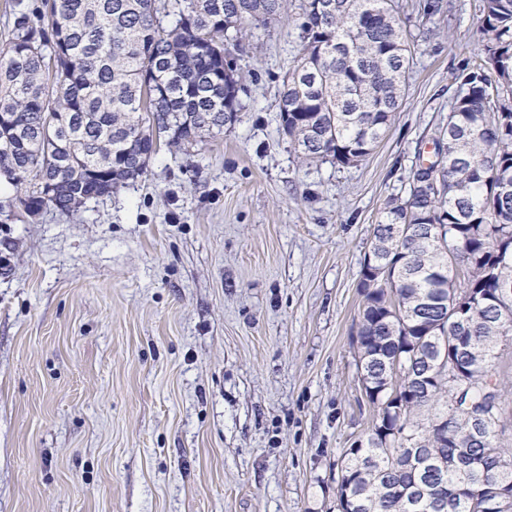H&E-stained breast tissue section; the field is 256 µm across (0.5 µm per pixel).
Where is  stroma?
<instances>
[{"instance_id": "obj_1", "label": "stroma", "mask_w": 512, "mask_h": 512, "mask_svg": "<svg viewBox=\"0 0 512 512\" xmlns=\"http://www.w3.org/2000/svg\"><path fill=\"white\" fill-rule=\"evenodd\" d=\"M403 0L407 96L362 162L300 163L279 130L292 25L254 30L239 121L80 211L0 189V512H337L375 409L357 369L361 263L480 50L478 0Z\"/></svg>"}]
</instances>
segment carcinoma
<instances>
[{
    "label": "carcinoma",
    "instance_id": "carcinoma-1",
    "mask_svg": "<svg viewBox=\"0 0 512 512\" xmlns=\"http://www.w3.org/2000/svg\"><path fill=\"white\" fill-rule=\"evenodd\" d=\"M11 0L0 43V183L19 204L77 212L136 183L161 145L189 150L239 120L251 31L288 0ZM481 50L405 197L390 198L360 270L358 372L377 418L343 452L338 512H502L512 452L496 443L512 343V0H481ZM281 133L307 163L354 166L406 95L400 0H302ZM494 406L484 440L474 415Z\"/></svg>",
    "mask_w": 512,
    "mask_h": 512
}]
</instances>
